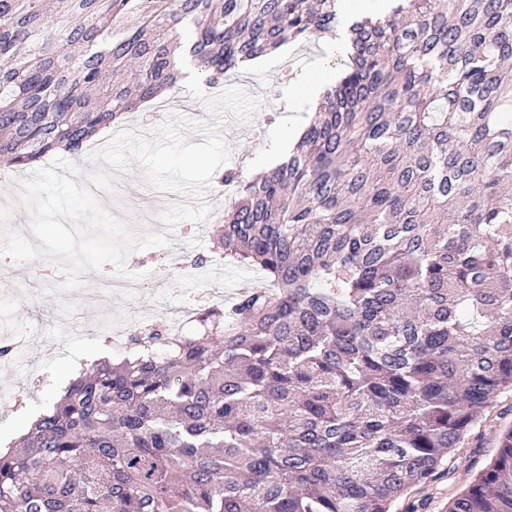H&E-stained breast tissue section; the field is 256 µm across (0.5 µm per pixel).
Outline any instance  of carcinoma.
<instances>
[{
    "label": "carcinoma",
    "instance_id": "1",
    "mask_svg": "<svg viewBox=\"0 0 512 512\" xmlns=\"http://www.w3.org/2000/svg\"><path fill=\"white\" fill-rule=\"evenodd\" d=\"M288 160L222 182L269 286L83 370L0 450V512H393L512 390V0H392ZM337 0H0V158L333 36ZM190 29L186 44L176 41ZM446 512H512V428Z\"/></svg>",
    "mask_w": 512,
    "mask_h": 512
}]
</instances>
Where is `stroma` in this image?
<instances>
[{
  "instance_id": "1",
  "label": "stroma",
  "mask_w": 512,
  "mask_h": 512,
  "mask_svg": "<svg viewBox=\"0 0 512 512\" xmlns=\"http://www.w3.org/2000/svg\"><path fill=\"white\" fill-rule=\"evenodd\" d=\"M331 52L323 35H313L304 45H289L287 51L266 57V65L252 72L229 75L225 86H238L262 96L264 104L249 120L225 116L221 132L230 154L228 165H242L244 176H252L254 166L266 165L293 129L303 128L304 113L281 107L280 96L272 88L288 91L291 81H307L326 67ZM203 121V105L190 97L185 88L165 90L141 108V120L126 118L124 127L150 134L170 114ZM20 172L0 162V202L11 210V228L31 237V211L20 201ZM119 186L127 188L124 197L99 193L100 203L138 233L169 231L172 240L166 247L131 252L125 262L129 272L143 274L141 290L130 298H113L100 293L101 281L111 279L112 265L83 276L80 288L64 290L62 268L31 273L17 262L0 258V314L14 328L22 330L23 346L0 357V404L11 403L12 411L0 413V441L28 432L37 416L59 398L73 371L82 369L86 360L103 356L120 359L107 336L109 327L122 335H140L147 323H160L170 332L190 333L194 327L187 307L192 297L209 289H219L217 305H231L242 292L261 286V274L252 268L229 262H215L212 230L222 223L224 211L231 206V190L221 188L219 177H212L206 192L212 213L206 222H179L166 229L159 218L171 205L181 202L179 194L153 193L140 167L118 174ZM208 261L196 265L199 256ZM512 428V391L495 398L481 426L467 431L452 452L446 469L429 483L400 499L394 512H409L413 504L425 501V512H446L448 499L466 487L474 475L492 458L497 433Z\"/></svg>"
}]
</instances>
